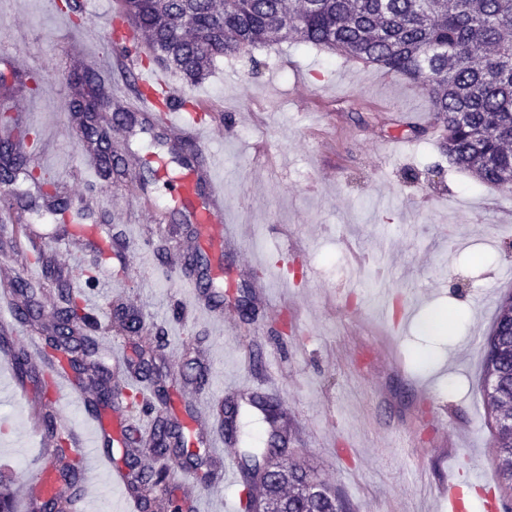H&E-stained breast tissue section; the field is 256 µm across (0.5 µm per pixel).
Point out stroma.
<instances>
[{
  "instance_id": "1",
  "label": "stroma",
  "mask_w": 512,
  "mask_h": 512,
  "mask_svg": "<svg viewBox=\"0 0 512 512\" xmlns=\"http://www.w3.org/2000/svg\"><path fill=\"white\" fill-rule=\"evenodd\" d=\"M58 0H0V105L22 75L12 55L39 67L55 102L71 100L68 76L86 60L68 54ZM184 99H230L224 131L209 148L224 179L226 220L244 225L235 248L211 254L209 279L232 274L251 285L256 313L224 317L230 333L198 315L174 274L195 245L187 213L153 223L138 207L83 208L129 189L163 203L165 180L185 170L168 140L142 122L113 123L117 169L87 176L91 148L60 138L36 172L59 186L53 210L25 177L9 195L35 246L49 249L60 224H98L137 254L125 266L86 250L41 274L59 306L58 283L91 297L90 331L118 339L138 370L168 396H189L183 380L212 367L205 389L243 377L279 381L287 412L289 463L337 493L350 512H448L438 493L456 463L461 512H512L501 496L492 431L482 401L481 343L502 297L512 294V193L478 185L451 167L434 135L415 140L405 125H429L426 99L399 77L289 42L216 58L197 85L171 75ZM266 257L255 266L254 255ZM292 294L296 311L279 305ZM144 315L130 334L122 315ZM14 374L0 361V470L13 473L16 500L42 449L21 434Z\"/></svg>"
}]
</instances>
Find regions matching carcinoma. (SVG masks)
Segmentation results:
<instances>
[{
    "mask_svg": "<svg viewBox=\"0 0 512 512\" xmlns=\"http://www.w3.org/2000/svg\"><path fill=\"white\" fill-rule=\"evenodd\" d=\"M123 10L131 27L148 33L154 59L191 85L208 76L217 57L284 41L396 74L427 99L439 151L450 165L481 185L512 188V0H123ZM185 25L195 31L191 42L178 36ZM74 81L73 112L84 117L104 107L93 70L75 74ZM27 167L23 138L0 139V180L11 181ZM14 292L22 299L23 323H35L38 310L28 283H17ZM58 292L61 307L42 336L44 352L84 388L98 340L84 332L90 320L82 299L67 284ZM482 352L499 489L512 496V295L501 303ZM44 431L70 496L41 508L64 512L82 496L80 462L47 412ZM149 439L159 466L139 475L145 493L168 479L170 459L184 455L164 423ZM244 457L249 496L241 512L261 503L266 512H348L341 498L301 466H285L264 448H250ZM0 512H14L12 484L2 474Z\"/></svg>",
    "mask_w": 512,
    "mask_h": 512,
    "instance_id": "obj_1",
    "label": "carcinoma"
}]
</instances>
